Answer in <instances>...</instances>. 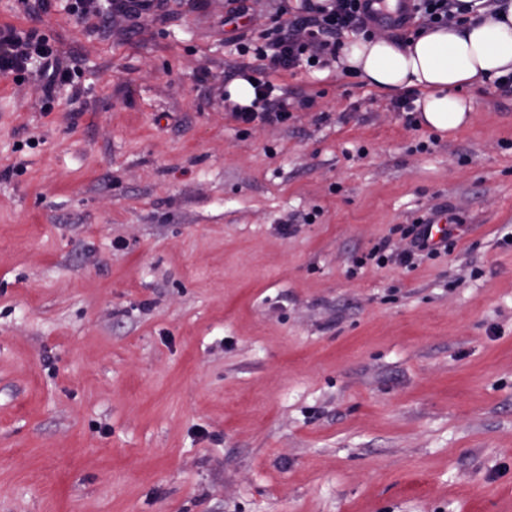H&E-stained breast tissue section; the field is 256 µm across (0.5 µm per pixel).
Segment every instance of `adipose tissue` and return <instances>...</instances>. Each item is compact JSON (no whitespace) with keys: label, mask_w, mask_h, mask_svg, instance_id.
<instances>
[{"label":"adipose tissue","mask_w":512,"mask_h":512,"mask_svg":"<svg viewBox=\"0 0 512 512\" xmlns=\"http://www.w3.org/2000/svg\"><path fill=\"white\" fill-rule=\"evenodd\" d=\"M462 21L423 29L406 40L355 38L337 63L370 87L418 91V120L442 133L465 125L473 110L465 87L512 75V0H460Z\"/></svg>","instance_id":"adipose-tissue-1"}]
</instances>
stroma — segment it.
<instances>
[{
  "label": "stroma",
  "instance_id": "obj_1",
  "mask_svg": "<svg viewBox=\"0 0 512 512\" xmlns=\"http://www.w3.org/2000/svg\"><path fill=\"white\" fill-rule=\"evenodd\" d=\"M71 2L0 0L75 68L0 74V512H512V92L434 135L301 65L244 125L230 0ZM431 224L421 220L417 224H410L402 232L410 237L406 247L400 251L390 248L388 240H383L374 245L371 250L358 261L359 266L374 261L377 266H385L394 263L405 268H414L416 260L421 256L437 255L442 249L448 252L454 246V239L448 229L446 235L439 241L434 242L429 234Z\"/></svg>",
  "mask_w": 512,
  "mask_h": 512
}]
</instances>
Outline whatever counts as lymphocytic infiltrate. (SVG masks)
<instances>
[{"instance_id":"obj_1","label":"lymphocytic infiltrate","mask_w":512,"mask_h":512,"mask_svg":"<svg viewBox=\"0 0 512 512\" xmlns=\"http://www.w3.org/2000/svg\"><path fill=\"white\" fill-rule=\"evenodd\" d=\"M303 15L278 23L265 44L255 45L245 35L235 39L240 55H253L258 61L260 73L254 86L255 97L251 104L242 105L225 100L224 109L243 124L279 125L287 123L290 113L277 85L269 75L278 70H291L300 63L309 67H325L335 60L342 34L355 31L371 35L375 25L383 17L382 0H305ZM37 63V75L44 96H52L57 85L71 80L69 68L61 66L54 48L36 32H20L12 26L0 28V72L27 69ZM430 226L420 221L404 228L408 238L402 250L391 249L389 241L383 240L365 254V261L383 266L394 263L407 268L414 267L421 256H432L450 251L454 245L452 236L433 241Z\"/></svg>"}]
</instances>
